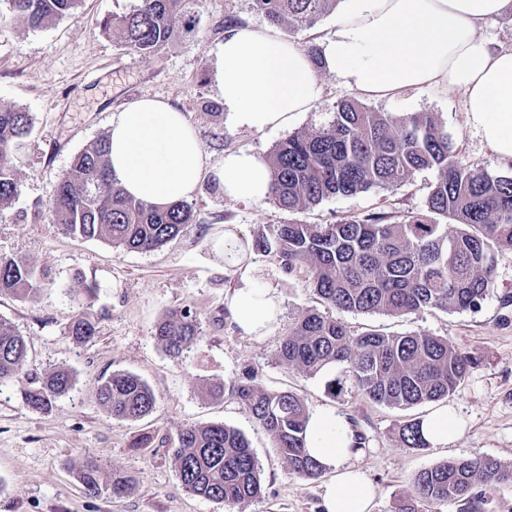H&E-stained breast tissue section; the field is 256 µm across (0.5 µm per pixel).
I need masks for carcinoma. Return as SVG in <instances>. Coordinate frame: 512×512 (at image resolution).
Returning a JSON list of instances; mask_svg holds the SVG:
<instances>
[{"label":"carcinoma","instance_id":"obj_1","mask_svg":"<svg viewBox=\"0 0 512 512\" xmlns=\"http://www.w3.org/2000/svg\"><path fill=\"white\" fill-rule=\"evenodd\" d=\"M0 22L39 29L71 12L79 0H0ZM186 0H135L130 10L106 17L102 32L115 35L133 52L154 55L184 19ZM337 0H252L253 8L274 25L310 28L336 7ZM30 113L0 108V212L21 193L13 159L31 135ZM110 138L102 136L73 158L58 180L49 206L53 223L74 237L100 239L115 249L148 251L174 240L194 212L186 201L167 207L148 205L117 185L109 168ZM268 166L271 200L290 212L336 196L373 189L392 190L414 173L432 171L424 208L398 222L384 212L350 216L334 224H266L252 250L271 256L283 273L303 280L325 308L361 314L402 316L438 309L474 311L495 288V255L512 250V175L492 174L458 161L448 131L432 112L398 118L375 112L348 97L336 103L328 126L294 134L274 148ZM48 285L33 265L0 255V295L25 300ZM92 314L81 313L68 326L76 343L96 335ZM203 327L189 307L171 309L155 328L158 345L172 358L201 341ZM28 349L14 326L0 318V385L22 374ZM278 356L310 375L330 367L344 377L327 383L328 392L352 390L379 405L408 408L448 397L475 365L448 338L424 332L351 334L336 317L316 307L288 326ZM75 383L66 367L49 372L39 385L24 390L36 412L69 393ZM215 399L229 395L281 449L293 473L305 480L320 477L324 466L306 452L309 411L294 391H269L254 384V370L214 383ZM92 396L112 417L139 420L153 412L156 397L140 376L117 371L100 379ZM403 446L428 444L420 421L399 430ZM171 461L182 487L205 500L239 504L263 494L261 468L248 438L239 429L210 422L184 427ZM98 460L86 461L78 479L92 496L101 492ZM512 483V470L475 453L448 458L417 472L411 493L395 512H431V506L468 501L480 512L484 497L477 485L492 489Z\"/></svg>","mask_w":512,"mask_h":512}]
</instances>
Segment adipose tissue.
Wrapping results in <instances>:
<instances>
[{
    "instance_id": "obj_1",
    "label": "adipose tissue",
    "mask_w": 512,
    "mask_h": 512,
    "mask_svg": "<svg viewBox=\"0 0 512 512\" xmlns=\"http://www.w3.org/2000/svg\"><path fill=\"white\" fill-rule=\"evenodd\" d=\"M512 13V0H343L322 43L321 61L271 28L227 32L216 60V84L238 126L257 132L288 126L322 96L319 69L367 98L439 87L461 94L469 123L500 158L512 160V47L483 30ZM112 175L131 196L159 206L189 199L203 169L195 130L164 101L130 103L110 129ZM214 178L225 198L256 202L270 195V175L252 153L225 155ZM237 328L270 331L281 315L275 289L242 276L227 300ZM307 450L334 478L323 512H371L374 486L351 459L353 431L344 416L315 409Z\"/></svg>"
}]
</instances>
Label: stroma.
I'll return each instance as SVG.
<instances>
[{"instance_id":"obj_1","label":"stroma","mask_w":512,"mask_h":512,"mask_svg":"<svg viewBox=\"0 0 512 512\" xmlns=\"http://www.w3.org/2000/svg\"><path fill=\"white\" fill-rule=\"evenodd\" d=\"M132 2L81 0L71 14L36 30L0 24V104L33 118L32 134L15 156L21 194L0 212V254L33 264L50 280L31 299L0 297V317L28 346L23 381L0 385V512H322V487L334 470L325 469L314 481L297 477L240 404L207 396L209 383L229 380L247 364L255 368L256 385L294 391L308 410L332 408L356 420L367 443L353 463L376 486L371 512H394L419 470L449 458L481 453L512 469V251L497 256L496 286L478 311L342 314L352 333L424 331L448 338L475 360L447 398L463 422L457 440L423 450L403 447L400 425L422 419L432 404L398 409L350 393L333 397L326 383L334 371L312 376L280 362L276 350L294 315L314 305L312 292L304 282L288 279L269 256L255 253L247 267H228L223 242L228 232L252 240L262 224H333L379 211L399 221L423 206L434 173L421 171L389 191L332 197L294 213L268 198L250 203L225 198L209 174L225 154L248 151L267 159L289 135L324 126L350 91L323 71L321 99L293 124L261 133L237 126L223 110L215 61L231 26L264 25L251 0H189L193 30L177 29L154 56L128 51L101 31L105 17L126 11ZM145 97L182 112L201 142L205 170L190 199L194 222L174 241L147 252H118L103 240L66 235L47 217L60 175L78 151L108 135L113 117ZM368 106L395 115L434 113L464 164L512 173V161L496 156L469 124L459 93L431 87ZM246 269L255 287L276 288L282 309L278 325L259 336L243 335L224 315L225 298ZM83 281L95 283L94 298L80 289ZM185 306L198 313L204 338L174 359L157 344L155 326L164 312ZM83 312L94 315L98 333L78 344L66 330ZM60 366L73 371L74 388L48 412L29 409L23 387ZM115 371L135 373L148 383L156 395L151 415L118 420L95 402L96 381ZM205 422H222L245 434L261 467L262 498L229 505L182 489L168 450L181 428ZM89 457L102 460L104 474L133 475L132 487L121 495H88L76 471Z\"/></svg>"}]
</instances>
